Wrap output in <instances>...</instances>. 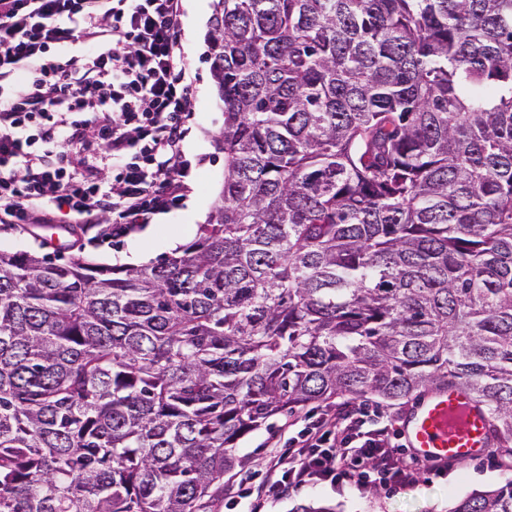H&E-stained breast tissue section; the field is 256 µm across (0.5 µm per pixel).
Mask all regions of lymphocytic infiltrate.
I'll return each instance as SVG.
<instances>
[{
    "mask_svg": "<svg viewBox=\"0 0 512 512\" xmlns=\"http://www.w3.org/2000/svg\"><path fill=\"white\" fill-rule=\"evenodd\" d=\"M181 0H0V224H101L121 237L180 199L194 91ZM391 414L349 399L285 424L265 474L229 485L264 512L303 488L415 486L431 468Z\"/></svg>",
    "mask_w": 512,
    "mask_h": 512,
    "instance_id": "f902f5d3",
    "label": "lymphocytic infiltrate"
}]
</instances>
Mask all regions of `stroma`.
Listing matches in <instances>:
<instances>
[{
	"mask_svg": "<svg viewBox=\"0 0 512 512\" xmlns=\"http://www.w3.org/2000/svg\"><path fill=\"white\" fill-rule=\"evenodd\" d=\"M212 0H201L199 20L183 14L181 52L186 63V78L195 92V112L189 132L182 144L185 158L191 164L179 203L169 211L152 216L149 223L138 225L126 237L102 245L84 244L76 248L75 235H68L71 247L58 252V259L80 256L91 263L109 267L124 264L132 244L144 243L151 260L170 255V239L181 244L194 240L199 224L205 223L224 183V154L216 147V138L224 128V113L217 89L205 60L206 39ZM50 234L43 224L0 225V249L46 254L45 237ZM285 416L271 418L264 426L248 435L239 445L238 454L246 458L244 468L225 473V480H237L261 472L262 443L280 433ZM512 481V458L495 462L482 458L459 466L448 464L443 471H434L409 491L383 489L360 492L347 486L331 489L325 485L306 487L277 503L275 512H292L299 504H314L332 508L333 512H451L455 503L475 491L493 490Z\"/></svg>",
	"mask_w": 512,
	"mask_h": 512,
	"instance_id": "stroma-1",
	"label": "stroma"
}]
</instances>
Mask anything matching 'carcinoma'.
Instances as JSON below:
<instances>
[{"label": "carcinoma", "instance_id": "1", "mask_svg": "<svg viewBox=\"0 0 512 512\" xmlns=\"http://www.w3.org/2000/svg\"><path fill=\"white\" fill-rule=\"evenodd\" d=\"M207 46L191 243L0 250V512H216L245 436L337 395L462 385L512 445V0H213Z\"/></svg>", "mask_w": 512, "mask_h": 512}]
</instances>
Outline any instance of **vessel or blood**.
Masks as SVG:
<instances>
[{"instance_id": "vessel-or-blood-1", "label": "vessel or blood", "mask_w": 512, "mask_h": 512, "mask_svg": "<svg viewBox=\"0 0 512 512\" xmlns=\"http://www.w3.org/2000/svg\"><path fill=\"white\" fill-rule=\"evenodd\" d=\"M403 440L412 454L437 465L467 464L497 444L484 404L456 385L417 399L403 420Z\"/></svg>"}]
</instances>
